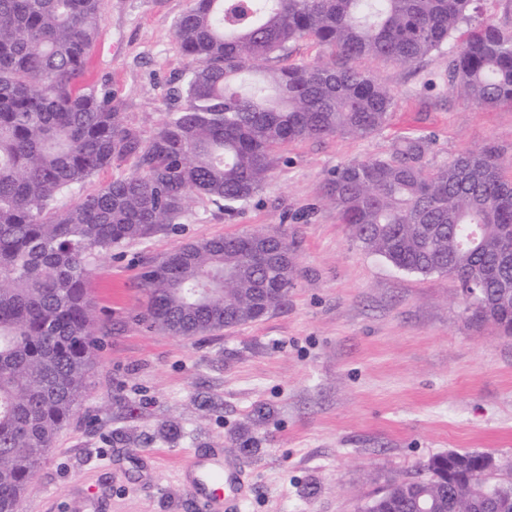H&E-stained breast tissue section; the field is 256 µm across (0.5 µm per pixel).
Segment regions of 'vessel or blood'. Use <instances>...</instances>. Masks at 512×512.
Wrapping results in <instances>:
<instances>
[{
  "label": "vessel or blood",
  "mask_w": 512,
  "mask_h": 512,
  "mask_svg": "<svg viewBox=\"0 0 512 512\" xmlns=\"http://www.w3.org/2000/svg\"><path fill=\"white\" fill-rule=\"evenodd\" d=\"M194 512H241L249 478L224 468L219 459L190 455L184 466Z\"/></svg>",
  "instance_id": "1"
}]
</instances>
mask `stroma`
Instances as JSON below:
<instances>
[{
  "mask_svg": "<svg viewBox=\"0 0 512 512\" xmlns=\"http://www.w3.org/2000/svg\"><path fill=\"white\" fill-rule=\"evenodd\" d=\"M188 0H102L87 82L154 133L190 66L174 36ZM455 43L411 66L355 60L389 88L387 125L368 137L288 144L263 189L232 208L203 199L178 223L99 257L90 277L99 339L82 405L29 484L23 512H191L189 453L249 464L244 512H358L392 481L451 451L492 454L512 482V336L471 318L457 283L397 270L364 251L323 200L330 173L428 141L446 164L491 147L512 179V105L483 109L449 82ZM276 230L295 286L261 320L180 338L137 325L142 268L186 242Z\"/></svg>",
  "mask_w": 512,
  "mask_h": 512,
  "instance_id": "1",
  "label": "stroma"
}]
</instances>
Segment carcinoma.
Here are the masks:
<instances>
[{
	"mask_svg": "<svg viewBox=\"0 0 512 512\" xmlns=\"http://www.w3.org/2000/svg\"><path fill=\"white\" fill-rule=\"evenodd\" d=\"M474 0H189L174 35L191 68L151 136L104 89L81 78L96 41L101 0H0V512H20L36 468L84 399L106 323L96 316L93 261L150 237L197 199L233 204L258 193L283 146L382 129L393 95L350 62L410 66L442 49ZM311 38L328 60L282 65ZM449 77L469 102L512 104V28L485 21L456 47ZM420 139L386 157L336 168L324 194L353 240L395 268L475 280L477 320L512 335V181L488 148L432 167ZM129 174L71 198L98 171ZM263 236L282 260L255 267L244 246ZM135 316L148 331L203 336L261 319L295 285L292 249L278 232L189 243L144 267ZM430 459L392 495L362 512H484L481 485L455 498Z\"/></svg>",
	"mask_w": 512,
	"mask_h": 512,
	"instance_id": "obj_1",
	"label": "carcinoma"
}]
</instances>
